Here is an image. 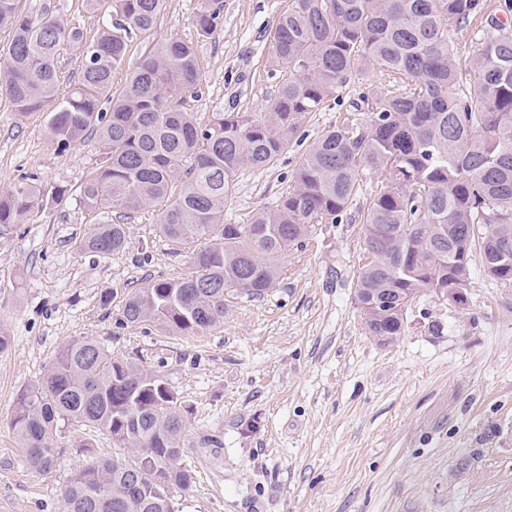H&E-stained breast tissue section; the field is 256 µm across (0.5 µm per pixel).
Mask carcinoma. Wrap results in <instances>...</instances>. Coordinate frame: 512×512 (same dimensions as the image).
I'll use <instances>...</instances> for the list:
<instances>
[{
  "instance_id": "obj_1",
  "label": "carcinoma",
  "mask_w": 512,
  "mask_h": 512,
  "mask_svg": "<svg viewBox=\"0 0 512 512\" xmlns=\"http://www.w3.org/2000/svg\"><path fill=\"white\" fill-rule=\"evenodd\" d=\"M19 3L0 0V31L10 36L0 95L24 113H47L46 137L59 150L96 139L101 157L82 189L86 207L123 216L158 207L159 233L192 246V271L134 291L123 323L152 322L171 336L219 325L224 293L262 296L281 276L288 246L316 224L343 220L365 171L382 188L367 209L368 262L355 295H409L405 307L365 322L369 335H402L412 304L447 287L448 274L470 280V267L454 263L462 249L479 247L487 277L512 282V266L495 255L512 240V20L487 16L497 34L478 44L463 72L450 38L485 12V0H292L274 24L268 65L282 80L263 112H214L206 124L186 108L199 92L191 40L151 45L113 91L129 42L157 26L166 0H84L100 14L90 38L48 7L24 16ZM223 10V0H203L191 19L197 38L215 32ZM65 45L80 49L74 84L57 70ZM372 71L398 91L368 88L360 97L365 125L325 131L276 206L248 224L225 223L237 172L275 164L307 113ZM40 196L31 183L0 190L1 239ZM125 244L124 225L107 222L80 248L109 255ZM187 412L160 374L81 338L18 393L10 426L27 468L39 474L58 462L62 421L94 428L123 450L122 465L90 457L61 492L62 512H174L168 489L187 490L195 479L181 446Z\"/></svg>"
}]
</instances>
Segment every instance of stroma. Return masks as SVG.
<instances>
[{
    "label": "stroma",
    "mask_w": 512,
    "mask_h": 512,
    "mask_svg": "<svg viewBox=\"0 0 512 512\" xmlns=\"http://www.w3.org/2000/svg\"><path fill=\"white\" fill-rule=\"evenodd\" d=\"M223 2L214 34L197 40L200 91L189 105L204 121L261 111L281 79L266 60L291 0ZM200 4L167 0L153 40L197 39ZM47 6L87 33L98 26L83 0H20L32 18ZM380 82L359 75L306 114L275 165L238 172L225 222L275 206L316 136L367 121L353 104ZM99 157L93 139L56 149L44 114H21L0 96V189L33 178L45 191L0 240V328L12 340L0 354V512H61L60 492L87 455L115 451L107 436L66 423L57 467L37 474L10 428L18 392L83 337L164 376L191 407L185 447L222 442L217 456L191 458L193 486L172 492L180 512H512V284L489 279L479 253L463 305L426 295L400 339L378 343L355 296L364 217L382 185L367 171L348 220L315 225L288 248L261 297L226 296L220 325L196 336L131 326L121 320L127 296L187 274L189 252L160 236L152 208L128 219L124 250H81L105 221L82 200Z\"/></svg>",
    "instance_id": "35a3bbf8"
}]
</instances>
